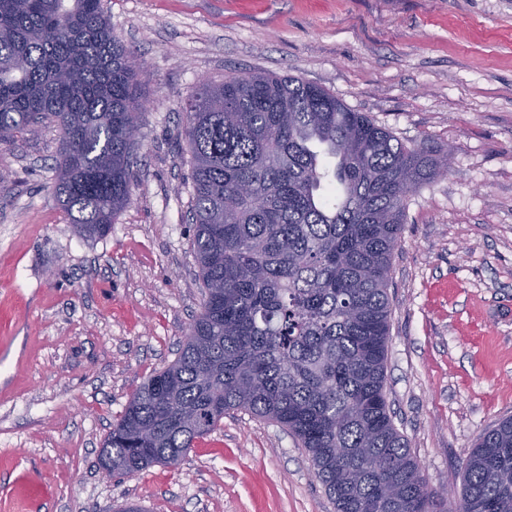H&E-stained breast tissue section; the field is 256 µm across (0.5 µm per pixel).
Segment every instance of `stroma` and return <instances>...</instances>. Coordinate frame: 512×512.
<instances>
[{
  "label": "stroma",
  "mask_w": 512,
  "mask_h": 512,
  "mask_svg": "<svg viewBox=\"0 0 512 512\" xmlns=\"http://www.w3.org/2000/svg\"><path fill=\"white\" fill-rule=\"evenodd\" d=\"M143 60L133 202L79 236L53 186L56 126L0 145V512L23 468L41 512H336L280 425L225 414L178 468L104 479L132 394L202 304L180 111L200 79L292 75L448 157L410 195L392 260L385 393L443 512L480 437L512 417V0H104Z\"/></svg>",
  "instance_id": "stroma-1"
}]
</instances>
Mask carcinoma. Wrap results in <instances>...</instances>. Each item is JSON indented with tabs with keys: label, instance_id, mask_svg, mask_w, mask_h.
Segmentation results:
<instances>
[{
	"label": "carcinoma",
	"instance_id": "obj_1",
	"mask_svg": "<svg viewBox=\"0 0 512 512\" xmlns=\"http://www.w3.org/2000/svg\"><path fill=\"white\" fill-rule=\"evenodd\" d=\"M144 64L103 0H0V144L59 129L57 202L85 238L131 203ZM203 292L177 358L130 399L100 458L174 467L230 411L280 424L337 512H432L385 394L392 259L409 196L448 155L409 147L299 78L199 84L182 106ZM457 512H512V418L462 465Z\"/></svg>",
	"mask_w": 512,
	"mask_h": 512
}]
</instances>
